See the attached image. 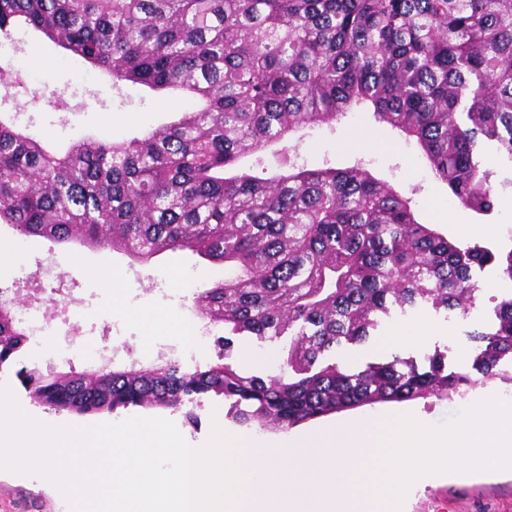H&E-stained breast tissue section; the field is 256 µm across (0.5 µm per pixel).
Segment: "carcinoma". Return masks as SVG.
<instances>
[{"label":"carcinoma","instance_id":"1","mask_svg":"<svg viewBox=\"0 0 512 512\" xmlns=\"http://www.w3.org/2000/svg\"><path fill=\"white\" fill-rule=\"evenodd\" d=\"M22 22L112 77L183 92L190 107L142 138H86L63 155L0 122V223L23 236L118 249L146 262L188 250L224 265L196 293L224 326L222 362L186 373L17 371L37 404L91 417L174 408L213 394L240 424L288 431L333 413L512 384V292L473 335L472 369L397 355L348 370L325 362L381 320L429 304L466 316L492 266L512 280V249L462 245L421 221L398 188L356 165L225 176L239 158L332 125L369 103L420 147L459 204L493 213L512 187V0H0V37ZM493 152L502 178L486 160ZM235 336L282 341L279 373L228 362ZM29 336L0 299V369Z\"/></svg>","mask_w":512,"mask_h":512}]
</instances>
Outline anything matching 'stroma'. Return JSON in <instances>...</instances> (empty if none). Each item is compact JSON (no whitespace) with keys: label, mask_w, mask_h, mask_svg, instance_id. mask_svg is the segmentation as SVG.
<instances>
[{"label":"stroma","mask_w":512,"mask_h":512,"mask_svg":"<svg viewBox=\"0 0 512 512\" xmlns=\"http://www.w3.org/2000/svg\"><path fill=\"white\" fill-rule=\"evenodd\" d=\"M23 42L26 64L0 54V72L11 84L9 99L0 103V119L31 124L56 151H65L72 142L87 136L116 141L141 136L176 121L186 106L185 100L174 92H154L132 84L113 88L109 75L96 72L83 60L66 56L37 32L26 31ZM290 161L309 169L362 165L376 178L401 188L412 199L422 221L438 225L449 238L463 243L468 237L458 231L459 220L470 224L480 221L472 212L462 213L444 206L448 190L432 174L411 177V167L424 163L420 149L398 131L377 123L372 110L366 107L349 112L336 124L300 132L291 141L289 151H282L276 144L241 159L238 167L266 178L285 171ZM49 256L56 262L57 284L69 296L83 298L90 291L100 290V283L91 275L97 267L112 269L121 288L100 304L94 327L73 331V344L66 357L53 355L57 340L48 334L29 339L21 364L38 367L46 374L69 369L82 372L90 367L82 353L89 343L100 349L102 357L111 359L114 367L122 369L157 363L159 355L167 352L173 353L187 372L217 363L218 349L213 340H206L198 352L189 355L177 343L168 323L148 327L134 320L131 313L173 311L180 317L197 319L194 290L155 280L153 274L158 270L190 271L198 286L206 288L223 279L222 265L187 251H168L139 263L117 250L58 244L31 236L17 264L0 266V289H6L17 303L35 302L48 314H62L61 297L49 296L48 284L41 274V262ZM481 280L486 287L479 292L468 316L456 311L438 313L425 307L408 312L407 321L430 325L424 342L385 345L386 336L394 328L389 321L369 342L343 346L341 358L350 365L361 366L394 355L420 359L441 347L447 349L453 369L470 371L472 360L464 355L472 347L469 335L485 329L493 315V298L497 293L492 286V271L483 272ZM231 362L248 374H274L281 364L280 348L275 342H242L235 345ZM472 397L468 391L448 400L417 399L399 403L398 409L417 413L422 422L435 424L455 416L471 404ZM190 409L199 416L197 424L187 423L186 410L181 408H150L146 414L172 421L189 444L199 446L209 436L213 414L224 413V402L204 396L192 402ZM0 512H68V507L64 498L40 485L37 477L0 472ZM408 512H512V472L427 484L410 495Z\"/></svg>","instance_id":"35a3bbf8"}]
</instances>
